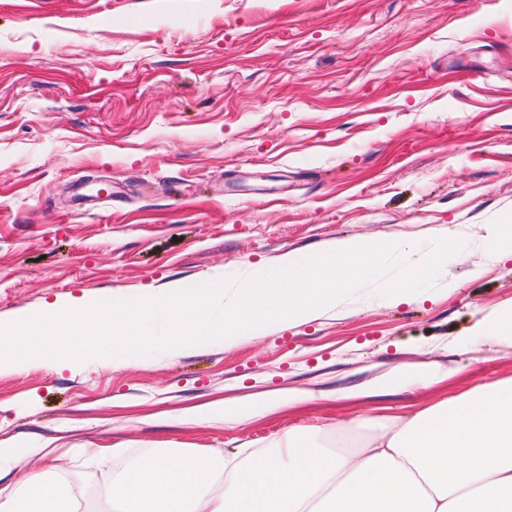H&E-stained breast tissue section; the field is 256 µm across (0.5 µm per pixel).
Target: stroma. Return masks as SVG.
I'll return each mask as SVG.
<instances>
[{
	"label": "stroma",
	"instance_id": "35a3bbf8",
	"mask_svg": "<svg viewBox=\"0 0 512 512\" xmlns=\"http://www.w3.org/2000/svg\"><path fill=\"white\" fill-rule=\"evenodd\" d=\"M109 195H101L100 187ZM512 0H0V319L264 273L339 238L464 240L407 302L365 288L234 346L0 373V437L59 450L260 448L367 405L309 402L245 426L174 413L405 367L420 409L512 375L464 336L512 303ZM504 225L509 224H486L484 234L481 236L484 247L492 254L497 255V258L503 254L512 255V230L509 235ZM510 247L511 251L508 252ZM456 372L448 368V371L431 370L422 372L415 369H404L399 373V384L402 386H416L429 388L441 385L450 378L454 377Z\"/></svg>",
	"mask_w": 512,
	"mask_h": 512
}]
</instances>
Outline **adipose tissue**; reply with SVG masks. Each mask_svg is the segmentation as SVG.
I'll return each instance as SVG.
<instances>
[{
    "label": "adipose tissue",
    "instance_id": "1",
    "mask_svg": "<svg viewBox=\"0 0 512 512\" xmlns=\"http://www.w3.org/2000/svg\"><path fill=\"white\" fill-rule=\"evenodd\" d=\"M290 390L184 411L186 425L233 427L314 400ZM315 447L306 427L254 452L222 448H83L107 481L112 512H512V376L416 411L363 414ZM25 439L0 438V512H89L62 463ZM42 460L39 469L31 460Z\"/></svg>",
    "mask_w": 512,
    "mask_h": 512
}]
</instances>
